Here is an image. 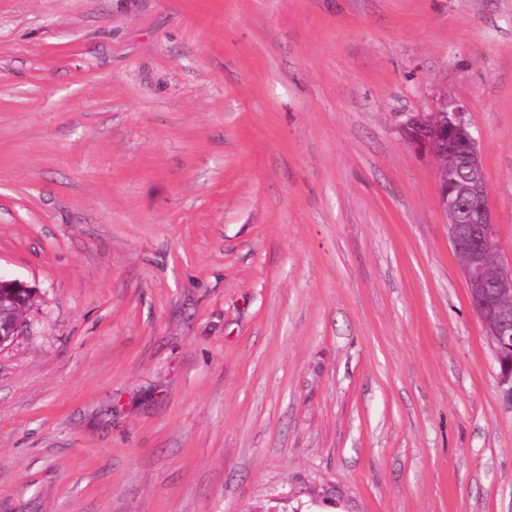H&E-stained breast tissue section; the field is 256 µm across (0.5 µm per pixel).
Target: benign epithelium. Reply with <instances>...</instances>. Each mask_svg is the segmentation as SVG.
Wrapping results in <instances>:
<instances>
[{"mask_svg": "<svg viewBox=\"0 0 512 512\" xmlns=\"http://www.w3.org/2000/svg\"><path fill=\"white\" fill-rule=\"evenodd\" d=\"M403 138L438 163V205L445 216L462 208L471 222L448 228L453 252L464 274L470 306L481 322L500 366V380L512 396V261L499 254L483 163L464 112L443 101L435 112L408 118ZM462 158L470 177L462 188L448 175L445 162ZM34 288L19 280L0 278V305L22 310L17 318L0 317V348L13 343L26 324Z\"/></svg>", "mask_w": 512, "mask_h": 512, "instance_id": "benign-epithelium-1", "label": "benign epithelium"}]
</instances>
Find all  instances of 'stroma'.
Returning <instances> with one entry per match:
<instances>
[{
  "label": "stroma",
  "instance_id": "1",
  "mask_svg": "<svg viewBox=\"0 0 512 512\" xmlns=\"http://www.w3.org/2000/svg\"><path fill=\"white\" fill-rule=\"evenodd\" d=\"M512 256V0H0V512H512L435 162ZM35 297L34 288L19 280H4L0 277V309L1 304L22 309L17 318H2L0 310V348L12 344L20 335L26 324V316Z\"/></svg>",
  "mask_w": 512,
  "mask_h": 512
}]
</instances>
